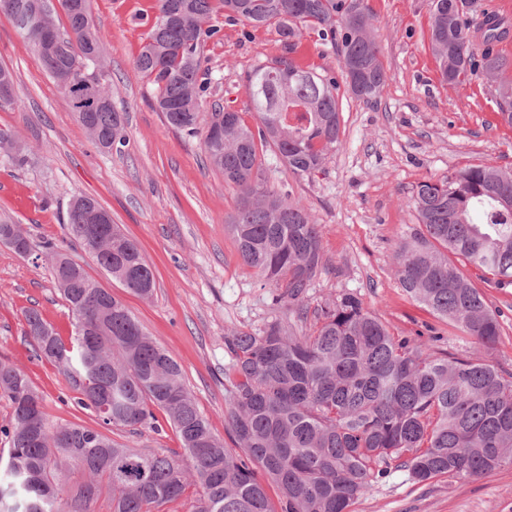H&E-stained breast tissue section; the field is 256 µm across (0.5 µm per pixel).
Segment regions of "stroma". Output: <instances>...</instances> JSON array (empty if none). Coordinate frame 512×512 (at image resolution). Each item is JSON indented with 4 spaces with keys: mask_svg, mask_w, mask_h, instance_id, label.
I'll return each instance as SVG.
<instances>
[{
    "mask_svg": "<svg viewBox=\"0 0 512 512\" xmlns=\"http://www.w3.org/2000/svg\"><path fill=\"white\" fill-rule=\"evenodd\" d=\"M364 3L388 76L381 96L367 103L340 92V146L320 170L300 179L267 157V184L303 204L322 226L326 266L312 291L315 300L357 292L394 335L511 369L512 287L483 289L487 304L500 313V336L483 349L461 340L451 324L407 296L395 253L420 228L408 204L416 186L468 165L512 168V127L502 122L499 100L482 73L460 86L443 80L429 48V0ZM155 14L156 0L91 2L112 76V100L127 117V146L107 153L90 141L30 45L0 13V65L12 71L16 89L13 104L0 109V128L15 132L30 150L24 168L0 162V217L21 224L34 252L47 240L66 249L121 299L175 356L186 388L213 433L225 441L232 360L224 338L258 332L280 307L275 290L241 260L227 226L236 211V190L207 164L200 138L167 125L154 106V86L135 67ZM217 21L220 36L204 49L214 79L210 98L240 112L248 125L257 123L246 85L256 65L285 54L318 74L341 76L336 45L317 31L303 30L288 47L274 28L223 14ZM78 195L95 196L113 223L140 245L155 273L151 298L128 293L70 242L63 220ZM29 307L60 336H70L73 320L48 264L0 246V360L28 375L49 421L95 426L56 365L36 357L24 334L23 312ZM111 437L147 454L170 455L180 448L168 427L159 433L147 425L134 432L116 429ZM351 512H512V467L474 481L440 477L425 484L394 469Z\"/></svg>",
    "mask_w": 512,
    "mask_h": 512,
    "instance_id": "1",
    "label": "stroma"
}]
</instances>
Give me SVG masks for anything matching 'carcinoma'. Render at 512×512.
<instances>
[{
  "label": "carcinoma",
  "mask_w": 512,
  "mask_h": 512,
  "mask_svg": "<svg viewBox=\"0 0 512 512\" xmlns=\"http://www.w3.org/2000/svg\"><path fill=\"white\" fill-rule=\"evenodd\" d=\"M59 2L65 24L51 18L48 31L19 25L16 31L60 90L84 81L97 66L100 90L110 97L100 39L85 21L90 0ZM221 11L254 27H274L287 46L305 28L331 35L346 91L357 99L380 96L387 74L364 0H157L135 66L155 86L166 123L201 136L210 165L239 191L231 219L237 251L288 307L287 318L272 319L258 333L224 338L234 360L226 411L233 447L213 434L174 355L123 301L46 241L43 251L59 260L50 271L74 332L64 341L29 308L25 335L36 355L58 366L80 394L76 404L102 429L46 419L31 430L28 414L42 397L22 369L1 361L0 396L12 413L5 430L10 448L0 458V512H64L65 492L74 502L70 512H93L104 489L111 512H160L191 485L201 489L192 512H349L392 465L417 483L444 476L468 481L512 466L511 370L396 336L354 292L309 309L325 268L321 225L300 202L267 186L262 156L265 147L273 148L297 178L321 169L340 145L337 83L280 56L246 78L254 89L257 130L227 107L201 111L212 83L203 50L219 36L214 15ZM430 19L429 47L444 80L461 85L482 71L512 126V78L506 76L512 63L493 50L512 30L477 11L476 0H430ZM78 121L101 150L120 152L127 144L125 114L113 104ZM2 143L12 144L3 154L7 164L26 166L28 148L13 133L0 129ZM97 204L93 196L74 198L66 235L129 292L152 296L155 276L139 244L116 224L89 222ZM409 205L421 231L396 253L403 290L475 344L493 346L498 312L461 267H475L487 285L512 287V169L461 168L420 183ZM156 409L182 454H145L104 433L148 424ZM74 467L87 480L70 487ZM268 483L278 489L276 506Z\"/></svg>",
  "instance_id": "cac0c4a2"
}]
</instances>
